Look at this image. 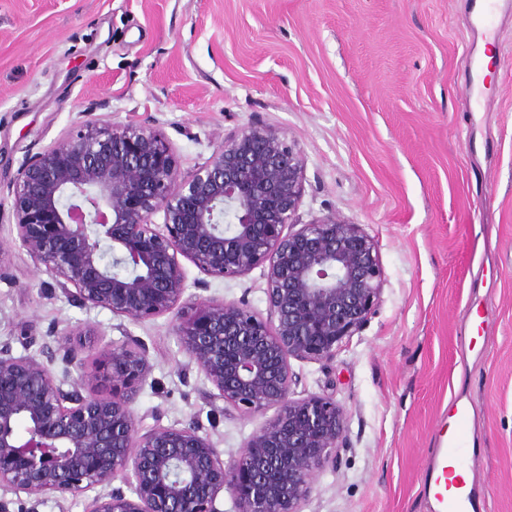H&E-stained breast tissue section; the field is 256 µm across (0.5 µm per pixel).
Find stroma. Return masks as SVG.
<instances>
[{
    "mask_svg": "<svg viewBox=\"0 0 512 512\" xmlns=\"http://www.w3.org/2000/svg\"><path fill=\"white\" fill-rule=\"evenodd\" d=\"M473 16V0H0V344L35 355L80 330L96 357L135 337L152 366L134 405L146 425L195 421L238 457L269 413H225L171 316L133 322L64 297L16 242L10 194L87 112L153 121L186 174L260 121L304 153L301 220L362 225L386 274L348 347L292 363L296 397L329 393L349 413L348 446L303 512H434L428 467L456 397L475 496L512 512V0L490 30ZM184 268L186 298L265 313L263 268ZM93 498L5 496L7 512H89Z\"/></svg>",
    "mask_w": 512,
    "mask_h": 512,
    "instance_id": "35a3bbf8",
    "label": "stroma"
}]
</instances>
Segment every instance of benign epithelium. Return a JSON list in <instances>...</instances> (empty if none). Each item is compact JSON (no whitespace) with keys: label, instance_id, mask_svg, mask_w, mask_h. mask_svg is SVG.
Masks as SVG:
<instances>
[{"label":"benign epithelium","instance_id":"1","mask_svg":"<svg viewBox=\"0 0 512 512\" xmlns=\"http://www.w3.org/2000/svg\"><path fill=\"white\" fill-rule=\"evenodd\" d=\"M302 150L260 122L224 137L192 174L148 122L89 113L33 154L12 186L20 246L65 296L133 322L173 316L176 336L224 410L275 416L229 461L194 421L144 425L134 410L151 372L130 336L89 360L45 345L41 360L0 347V493L73 498L91 512H302L314 477L346 445L348 417L328 394L295 397L290 360L330 361L382 301L379 244L359 224L299 222ZM163 212L159 229L152 222ZM232 279L262 266L267 316L235 300L182 302V260ZM129 263L133 272L113 268ZM78 372L72 383L51 369ZM25 423L24 430L19 424Z\"/></svg>","mask_w":512,"mask_h":512}]
</instances>
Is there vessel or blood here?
<instances>
[{
    "label": "vessel or blood",
    "mask_w": 512,
    "mask_h": 512,
    "mask_svg": "<svg viewBox=\"0 0 512 512\" xmlns=\"http://www.w3.org/2000/svg\"><path fill=\"white\" fill-rule=\"evenodd\" d=\"M454 428L438 448L432 460V481L437 512H469L473 507V496L465 482L455 484L448 481L449 463H461L467 452L469 410L465 405L453 406Z\"/></svg>",
    "instance_id": "b4317fda"
}]
</instances>
